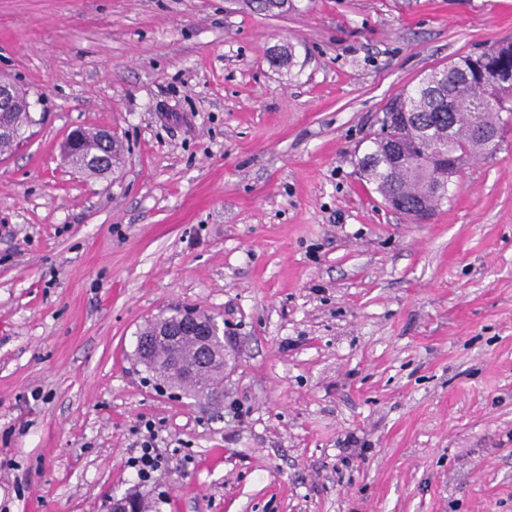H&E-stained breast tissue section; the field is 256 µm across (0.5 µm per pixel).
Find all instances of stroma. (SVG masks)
<instances>
[{
    "label": "stroma",
    "instance_id": "stroma-1",
    "mask_svg": "<svg viewBox=\"0 0 512 512\" xmlns=\"http://www.w3.org/2000/svg\"><path fill=\"white\" fill-rule=\"evenodd\" d=\"M501 41L512 0H0L35 119L0 156V512H512V133L420 224L357 166L392 97ZM79 127L114 172L63 162ZM184 307L224 324L208 401L137 360ZM145 429L148 435H144L141 442L140 455L135 457L131 463V467L136 470L137 476L142 482L150 481L153 474L160 470L166 462L154 446L155 437L151 427L148 426Z\"/></svg>",
    "mask_w": 512,
    "mask_h": 512
}]
</instances>
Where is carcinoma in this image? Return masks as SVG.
Returning <instances> with one entry per match:
<instances>
[{
  "instance_id": "cac0c4a2",
  "label": "carcinoma",
  "mask_w": 512,
  "mask_h": 512,
  "mask_svg": "<svg viewBox=\"0 0 512 512\" xmlns=\"http://www.w3.org/2000/svg\"><path fill=\"white\" fill-rule=\"evenodd\" d=\"M253 8L270 16L298 9L295 0H248ZM426 82L417 84L391 99L389 125H381L372 147L360 160L363 178L383 199H395L403 215L416 212L433 214L448 200V191L435 186L433 171L414 164L428 149L429 140L422 127L437 112L458 113L456 131L448 143V156L461 166L475 157L490 155L497 149L476 135L472 122L482 121L496 133L512 131V43L493 46L489 54H467L442 69L425 74ZM0 122L11 128L12 136H0V155L12 151L14 142L23 140L32 123L28 102L19 97L14 111L0 115ZM396 145L405 153L406 164L397 170L387 167V147ZM120 145L114 140L102 148L97 134L81 131L78 145L65 154L70 166L89 175H105L119 161ZM223 375L206 371L186 388L199 397L219 385Z\"/></svg>"
}]
</instances>
